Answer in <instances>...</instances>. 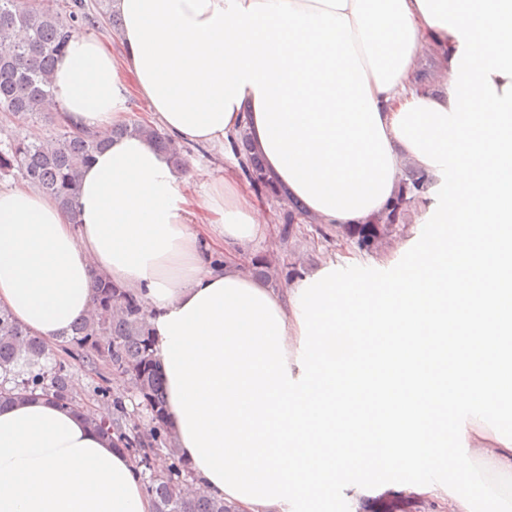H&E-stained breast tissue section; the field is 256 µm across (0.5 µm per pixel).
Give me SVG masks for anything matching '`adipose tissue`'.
<instances>
[{"label":"adipose tissue","instance_id":"1","mask_svg":"<svg viewBox=\"0 0 512 512\" xmlns=\"http://www.w3.org/2000/svg\"><path fill=\"white\" fill-rule=\"evenodd\" d=\"M120 52L72 28L55 63L62 120L144 123L225 153L247 133L318 223L369 224L406 167L430 184L421 236L389 287L351 263L292 288L238 248L265 204L236 170L205 193L145 137L78 175V222L0 188V307L46 346L87 318L94 275L150 313L169 423L194 481L234 512L367 494L390 463L456 512H512L475 491L469 450L512 472V0H113ZM0 512H156L115 435L37 395L0 406Z\"/></svg>","mask_w":512,"mask_h":512}]
</instances>
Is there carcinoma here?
<instances>
[{
	"label": "carcinoma",
	"mask_w": 512,
	"mask_h": 512,
	"mask_svg": "<svg viewBox=\"0 0 512 512\" xmlns=\"http://www.w3.org/2000/svg\"><path fill=\"white\" fill-rule=\"evenodd\" d=\"M97 2L92 13L85 0H0V112L18 124L38 119L55 121L51 106L53 68L65 52L70 28L76 24L91 29L105 24L115 32L122 28V18L112 10V0ZM124 134L142 135L175 161L183 160V146L155 127L128 122L110 131L112 136ZM106 142L107 137L100 134L62 125L58 131L34 141L14 134L7 150H0V171H17L30 186L54 197L76 224L79 169L90 163ZM232 149L235 155L247 158L242 174L258 193L283 199L284 193L265 172L246 135H240ZM429 181L424 172L411 168L402 179L395 203L375 223L336 228L322 225L317 232L329 245L345 237L363 250H376L407 223ZM301 221L315 223L313 217L288 204L282 213V239L293 237ZM92 288V312L67 332L64 349L83 364L94 368L100 365L109 373L122 375L141 401L148 417V431L139 434L138 426L128 423L125 405L110 400L104 376L95 391L101 409L87 411L90 424L115 434L118 444L133 454L135 468L156 501V512H231L223 499L205 487L186 483L188 467L177 455L166 425L162 377L153 354L145 306L137 295L105 277L95 276ZM37 392L62 407L80 405L72 364L50 357L47 347L1 307L0 405ZM155 451H164L172 459L165 474L151 468V453Z\"/></svg>",
	"instance_id": "obj_1"
}]
</instances>
